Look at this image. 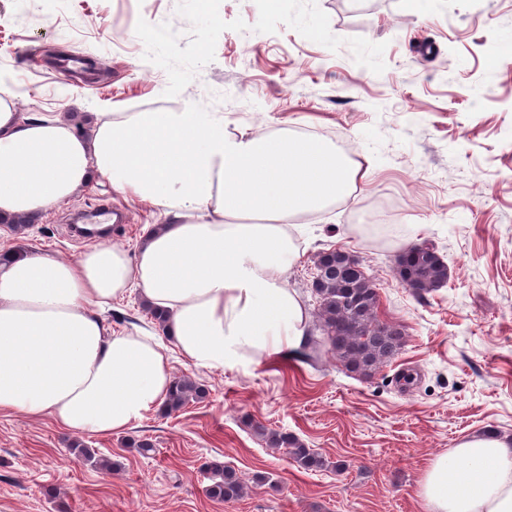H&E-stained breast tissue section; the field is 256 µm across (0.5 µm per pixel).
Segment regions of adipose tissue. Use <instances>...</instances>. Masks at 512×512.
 I'll return each mask as SVG.
<instances>
[{
    "label": "adipose tissue",
    "mask_w": 512,
    "mask_h": 512,
    "mask_svg": "<svg viewBox=\"0 0 512 512\" xmlns=\"http://www.w3.org/2000/svg\"><path fill=\"white\" fill-rule=\"evenodd\" d=\"M98 177L159 219L131 252H0V411L107 437L163 406L173 376L160 343L112 330L100 309L137 290L208 370L299 350L311 317L285 282L294 223L365 173L318 136L227 135L220 112L30 115L0 99V224L38 223ZM419 486L427 512H512V435L466 437Z\"/></svg>",
    "instance_id": "obj_1"
}]
</instances>
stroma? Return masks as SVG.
<instances>
[{"instance_id": "1", "label": "stroma", "mask_w": 512, "mask_h": 512, "mask_svg": "<svg viewBox=\"0 0 512 512\" xmlns=\"http://www.w3.org/2000/svg\"><path fill=\"white\" fill-rule=\"evenodd\" d=\"M0 0V86L18 111L220 112L224 130L298 128L337 141L370 171L353 195L303 218L286 274L308 312L318 253L358 255L379 292L377 316L406 343L374 375L349 371L311 330L308 359L205 370L171 353L173 375L207 386L200 403L155 409L124 432L82 439L113 471L77 456L48 419L0 412V512H425L428 462L464 437L512 434V0ZM98 75H62L59 59ZM122 212L111 240L134 248L155 217L108 182L49 208L0 247L74 260L71 213ZM432 241L443 288L418 296L394 274L402 245ZM116 331H155L136 293L104 311ZM320 453L307 471L251 421ZM146 439L150 455L129 440ZM220 461L264 483L209 498Z\"/></svg>"}]
</instances>
